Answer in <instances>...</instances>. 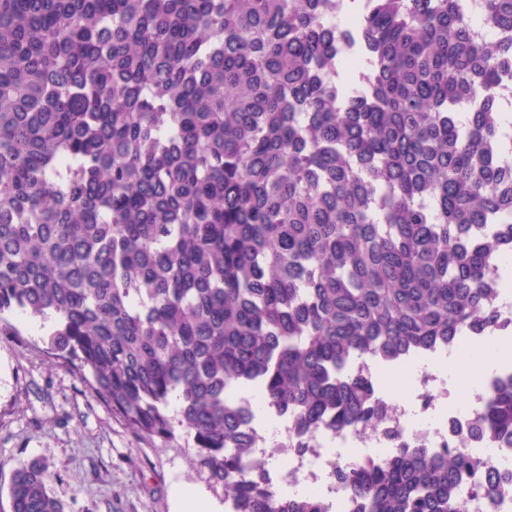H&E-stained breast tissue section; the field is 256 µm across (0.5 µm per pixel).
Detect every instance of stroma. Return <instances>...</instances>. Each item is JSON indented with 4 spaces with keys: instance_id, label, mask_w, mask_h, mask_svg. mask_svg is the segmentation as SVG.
I'll return each instance as SVG.
<instances>
[{
    "instance_id": "obj_1",
    "label": "stroma",
    "mask_w": 512,
    "mask_h": 512,
    "mask_svg": "<svg viewBox=\"0 0 512 512\" xmlns=\"http://www.w3.org/2000/svg\"><path fill=\"white\" fill-rule=\"evenodd\" d=\"M44 335L32 320L0 335V512L15 469L32 461L64 512H176L181 484L223 504L187 449L134 434L48 354Z\"/></svg>"
}]
</instances>
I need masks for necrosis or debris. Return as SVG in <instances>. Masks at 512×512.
<instances>
[{
  "label": "necrosis or debris",
  "instance_id": "necrosis-or-debris-1",
  "mask_svg": "<svg viewBox=\"0 0 512 512\" xmlns=\"http://www.w3.org/2000/svg\"><path fill=\"white\" fill-rule=\"evenodd\" d=\"M494 380L487 377L466 389L451 386L447 375L432 369L421 370L409 382L408 397L383 395L387 406L385 421L367 432L343 431L298 438L296 432L280 430L270 435L258 430L255 460L266 461L269 452L283 459L277 481L302 494L317 497L329 512H355L357 503L336 479L338 469L352 465L345 456L348 448H394L407 445L433 451L451 446L469 451L481 469L512 473V446L496 439L475 442L468 431L481 413Z\"/></svg>",
  "mask_w": 512,
  "mask_h": 512
}]
</instances>
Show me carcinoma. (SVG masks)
Here are the masks:
<instances>
[{
  "mask_svg": "<svg viewBox=\"0 0 512 512\" xmlns=\"http://www.w3.org/2000/svg\"><path fill=\"white\" fill-rule=\"evenodd\" d=\"M468 2L0 0V323L50 324L233 512H324L252 458L253 399L365 431L358 359L493 338L512 365V0ZM475 436L512 441V381ZM475 465L402 445L337 479L358 512H466ZM10 512H63L40 465Z\"/></svg>",
  "mask_w": 512,
  "mask_h": 512,
  "instance_id": "carcinoma-1",
  "label": "carcinoma"
}]
</instances>
